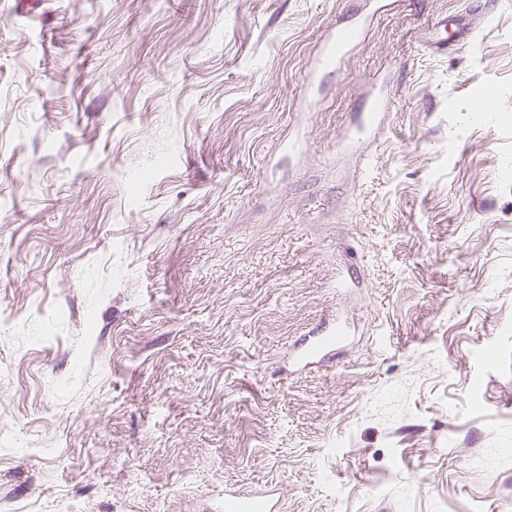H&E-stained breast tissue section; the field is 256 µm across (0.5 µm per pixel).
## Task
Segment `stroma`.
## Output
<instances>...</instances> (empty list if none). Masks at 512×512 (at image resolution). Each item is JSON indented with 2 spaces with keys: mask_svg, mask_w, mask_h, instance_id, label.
<instances>
[{
  "mask_svg": "<svg viewBox=\"0 0 512 512\" xmlns=\"http://www.w3.org/2000/svg\"><path fill=\"white\" fill-rule=\"evenodd\" d=\"M229 483L512 512V0H0V512ZM358 33L355 31H339L330 41L326 43L315 65L309 72L311 80L318 72L336 68L341 62L344 54L351 43L356 41ZM342 335V329L339 324L336 323V331H331L330 335L321 336L317 341L308 345L303 352L294 359V365L301 370L308 365L332 358L337 345L341 342Z\"/></svg>",
  "mask_w": 512,
  "mask_h": 512,
  "instance_id": "1",
  "label": "stroma"
}]
</instances>
